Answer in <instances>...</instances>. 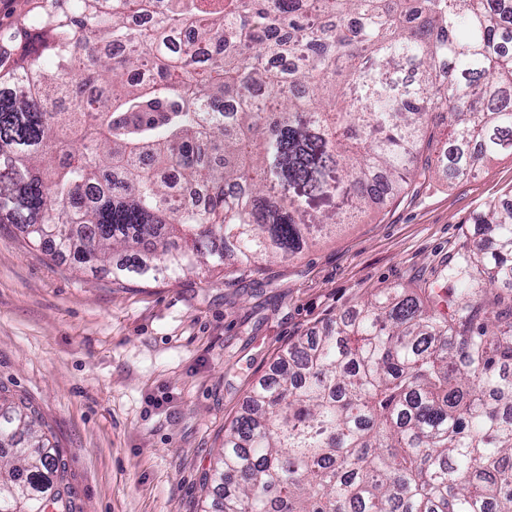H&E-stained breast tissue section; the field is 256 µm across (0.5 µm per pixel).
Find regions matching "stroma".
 Returning <instances> with one entry per match:
<instances>
[{"mask_svg":"<svg viewBox=\"0 0 512 512\" xmlns=\"http://www.w3.org/2000/svg\"><path fill=\"white\" fill-rule=\"evenodd\" d=\"M511 201L502 155L416 181L295 258L122 285L0 224V392L51 431L72 512H202L224 431L279 351L381 289L420 291L486 203Z\"/></svg>","mask_w":512,"mask_h":512,"instance_id":"stroma-1","label":"stroma"}]
</instances>
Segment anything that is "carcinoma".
Masks as SVG:
<instances>
[{"instance_id": "1", "label": "carcinoma", "mask_w": 512, "mask_h": 512, "mask_svg": "<svg viewBox=\"0 0 512 512\" xmlns=\"http://www.w3.org/2000/svg\"><path fill=\"white\" fill-rule=\"evenodd\" d=\"M10 40L0 224L115 281L294 257L432 176L423 146L462 179L512 154V0H40ZM474 223L428 304L386 288L280 354L209 512H512V204ZM66 475L0 400V512L67 508Z\"/></svg>"}]
</instances>
